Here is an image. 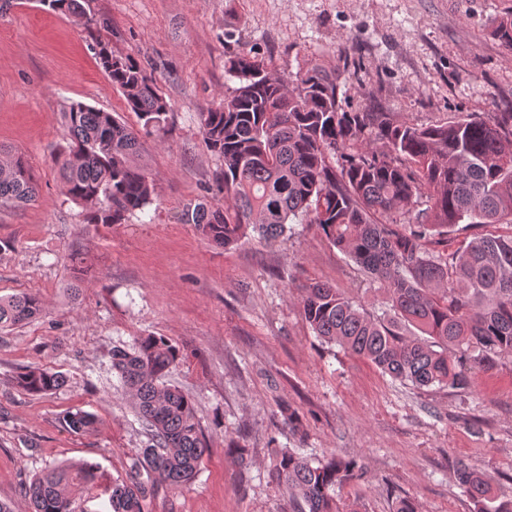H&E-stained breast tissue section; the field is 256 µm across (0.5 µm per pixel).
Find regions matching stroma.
<instances>
[{
    "label": "stroma",
    "mask_w": 512,
    "mask_h": 512,
    "mask_svg": "<svg viewBox=\"0 0 512 512\" xmlns=\"http://www.w3.org/2000/svg\"><path fill=\"white\" fill-rule=\"evenodd\" d=\"M93 28L11 0L0 11V149L21 157L39 195L0 206V296L33 293L40 316L0 330V502L32 512V479L63 463L98 464L75 512H110L113 483L139 477L150 432L112 368V351L143 336L167 338L180 358L167 380L190 394L210 451L195 477L157 486L145 512H297L275 477L277 453L357 460L361 479L341 495L362 512H472L456 465L486 472L512 497V356L470 369L468 388L417 389L321 342L303 314L304 284L324 281L374 316L377 283L323 235L295 220L282 236L249 232L215 247L184 223V206L214 186L224 163L205 143L200 115L238 86L227 58L254 51L283 79L319 64L354 63L341 74L345 106H378L429 125L512 108V52L493 25L512 0H87ZM108 44L152 72L169 103L167 134L142 123L93 47ZM83 102L140 131L137 166L155 195L121 224H89L66 193L57 151L69 143L64 113ZM90 269L75 283L74 258ZM61 373L40 395L13 383L20 368ZM298 412L293 433L284 408ZM95 414L73 432L67 412ZM241 445L245 459L230 454Z\"/></svg>",
    "instance_id": "35a3bbf8"
}]
</instances>
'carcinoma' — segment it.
I'll use <instances>...</instances> for the list:
<instances>
[{"label":"carcinoma","instance_id":"carcinoma-1","mask_svg":"<svg viewBox=\"0 0 512 512\" xmlns=\"http://www.w3.org/2000/svg\"><path fill=\"white\" fill-rule=\"evenodd\" d=\"M55 13L85 18L84 0H46ZM494 35L512 48V13ZM97 55L146 132H167L168 102L155 78L132 57L97 44ZM240 85L216 108L200 113L204 138L224 169L216 179L225 203L204 197L182 213L209 241L227 248L254 228L278 237L304 216L386 293L387 309L368 314L345 291L326 283L303 287L306 322L317 337L357 355L396 381L414 387L465 388L462 360L491 369L512 355V233H486L448 248V229L464 222L492 226L512 220V110L491 118L460 115L414 125L388 112H348L339 72L315 66L287 84L265 60L242 51L227 60ZM70 136L59 154L67 194L86 207L88 224H120L144 210L153 180L134 164L138 133L110 112L75 103L65 111ZM0 177V205L34 200L39 186L21 158ZM40 298H0V329L40 315ZM179 359L161 336L112 351V368L150 427L152 444L140 450L148 482L112 485V512H144L157 485L179 486L196 473L209 442L192 398L165 381ZM15 385L33 394L64 384L58 372L26 368ZM66 425L92 430L89 412L70 413ZM460 486L473 512H512V498L492 493L482 471L459 462ZM363 475L354 459L314 463L284 451L276 478L308 512H359L357 501L336 494ZM97 479V466L65 464L35 477L27 494L34 512H73V495Z\"/></svg>","mask_w":512,"mask_h":512}]
</instances>
